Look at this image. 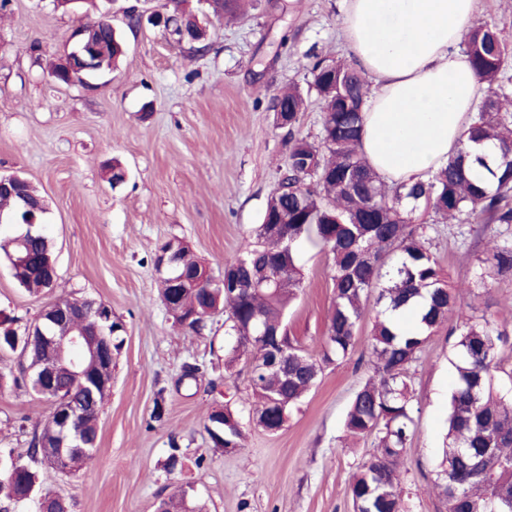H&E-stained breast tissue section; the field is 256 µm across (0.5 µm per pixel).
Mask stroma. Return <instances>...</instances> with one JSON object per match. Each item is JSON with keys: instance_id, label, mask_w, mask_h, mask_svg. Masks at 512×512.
<instances>
[{"instance_id": "35a3bbf8", "label": "stroma", "mask_w": 512, "mask_h": 512, "mask_svg": "<svg viewBox=\"0 0 512 512\" xmlns=\"http://www.w3.org/2000/svg\"><path fill=\"white\" fill-rule=\"evenodd\" d=\"M130 8L173 11L171 0H74L68 9L10 0L0 11V174L24 176L44 197L43 230L58 267L55 286L32 293L0 253V314L21 330L58 298L95 299L125 327L94 457L67 476L41 468L40 488L73 512H156L181 489L208 512H354L350 480L373 445L347 438L344 418L373 374V314L359 326L353 355L325 367L282 430L264 431L250 406L237 405L243 438L227 453L204 426L226 388L246 387V368L224 372L233 341L223 312L199 336L175 325L153 262L161 243L178 238L219 277L226 260L251 247L288 161L272 99L298 88L306 106L295 130L318 139L322 104L311 65L353 59L341 0H256L233 20L213 16L205 0H187L208 30L211 48L202 55L150 23L127 28ZM101 12L121 29L125 55L88 82L56 83L51 64L71 51V33ZM116 161L127 178L114 187L108 168ZM497 230L480 225L472 241L459 225L433 222L427 235L464 303L512 330V280L474 286L478 246ZM299 261L303 281L285 325L316 357L333 302L331 260L304 244ZM452 329L445 324L432 336L411 369L415 432L400 469L417 494L404 512H445L434 483L455 380ZM22 365L18 354H0V454L16 457L26 456L34 427L51 412ZM158 398L166 407L160 422L151 417ZM174 443L182 466L169 473L163 464Z\"/></svg>"}]
</instances>
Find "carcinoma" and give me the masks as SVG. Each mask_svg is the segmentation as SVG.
Segmentation results:
<instances>
[{
	"label": "carcinoma",
	"mask_w": 512,
	"mask_h": 512,
	"mask_svg": "<svg viewBox=\"0 0 512 512\" xmlns=\"http://www.w3.org/2000/svg\"><path fill=\"white\" fill-rule=\"evenodd\" d=\"M242 0H212L216 15H234ZM94 35L105 47H112L107 67L122 53V39L105 20L95 21ZM189 30L196 41L190 49L206 52L207 33L192 22ZM464 52L474 75L487 84L486 94L466 131L470 144L493 141L498 157L486 156L462 146L449 158L445 168L425 181L386 183L368 164L361 149L362 112L369 83L354 64L317 60L311 66L314 86L322 99L320 138L311 141L297 136L288 125V167L279 187L271 194L256 242L246 258L227 260L224 266L243 261L244 279L257 272L273 278L272 288L244 285L235 295L222 288L204 292L195 278L202 267L188 247L173 238L158 250L176 251L175 272L185 275L177 306L183 315L175 318L180 327L202 334L206 320L201 314L223 310L227 334L234 337L224 359V370H232L246 358L249 383L244 404L262 411L272 428L289 416L315 385L323 365L343 361L353 352L359 322L374 312L369 338V362L374 377L355 393L346 413L344 427L354 438H374L375 450L352 476L349 489L358 512H403L407 494L398 463L411 443L414 405L410 370L418 362L426 343L448 321L455 318L456 382L451 394L448 445L441 463V481L435 483L446 499V512H512V400L493 394L498 344L508 340L505 327L477 318L472 307L459 300L448 287L430 249L427 228L413 223L422 207L439 223L500 224L505 229L478 257L481 269L478 285L489 280L512 279V43L499 30L479 23L465 37ZM286 107L297 117L304 99L295 89L272 100V109ZM490 175L485 187L469 177L473 165ZM411 199L410 209L402 201ZM310 242L326 251L332 260L334 299L327 315L321 358L309 355L293 343L288 333L280 336L288 347L289 375L276 369L257 371L265 358L259 345L261 327L275 328L300 287L301 273L297 247ZM17 283L33 292L48 288L41 273L31 270L14 274ZM426 301L421 327L398 332L389 313L411 300ZM12 320H0V352L19 351L26 369L35 374L43 353L34 344L16 348L17 330ZM99 411L92 410L80 420V433L96 436ZM238 417L230 405L214 409L205 430L215 448L241 447L242 430L231 424ZM57 422L49 417L42 429L32 432L29 462L8 456L0 458V488L9 501H26V492L38 485L34 464L55 466ZM47 512H65L72 504L57 495L40 497ZM162 512H204V506L188 500L187 491L163 501Z\"/></svg>",
	"instance_id": "carcinoma-1"
}]
</instances>
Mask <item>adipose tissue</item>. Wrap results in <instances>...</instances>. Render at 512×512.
Wrapping results in <instances>:
<instances>
[{
  "label": "adipose tissue",
  "instance_id": "obj_1",
  "mask_svg": "<svg viewBox=\"0 0 512 512\" xmlns=\"http://www.w3.org/2000/svg\"><path fill=\"white\" fill-rule=\"evenodd\" d=\"M343 29L371 81L362 151L387 182L427 179L465 139L485 86L457 49L476 0H343Z\"/></svg>",
  "mask_w": 512,
  "mask_h": 512
}]
</instances>
